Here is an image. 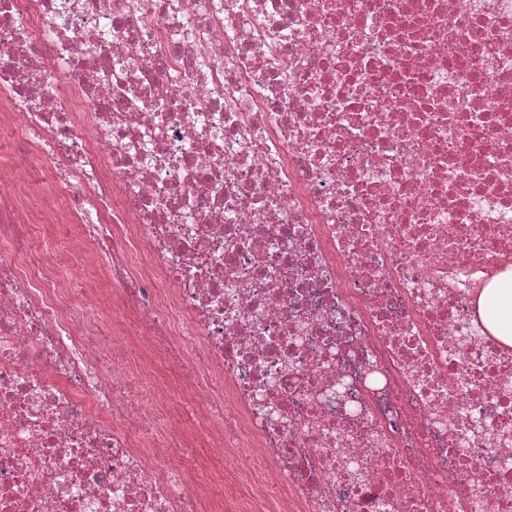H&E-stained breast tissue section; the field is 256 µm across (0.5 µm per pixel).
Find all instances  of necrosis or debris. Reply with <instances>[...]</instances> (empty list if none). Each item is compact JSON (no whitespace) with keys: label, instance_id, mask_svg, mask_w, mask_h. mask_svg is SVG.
<instances>
[{"label":"necrosis or debris","instance_id":"1","mask_svg":"<svg viewBox=\"0 0 512 512\" xmlns=\"http://www.w3.org/2000/svg\"><path fill=\"white\" fill-rule=\"evenodd\" d=\"M0 127V512H512V0H0ZM502 289L508 290L507 294ZM496 302L504 304L505 308H497ZM483 317L489 327L509 344H512V279L496 284L486 291L483 296ZM188 453L194 457L197 464L206 469L208 473L218 476L221 469H224V457L214 455L210 448H207V440L200 437L193 448H188Z\"/></svg>","mask_w":512,"mask_h":512}]
</instances>
